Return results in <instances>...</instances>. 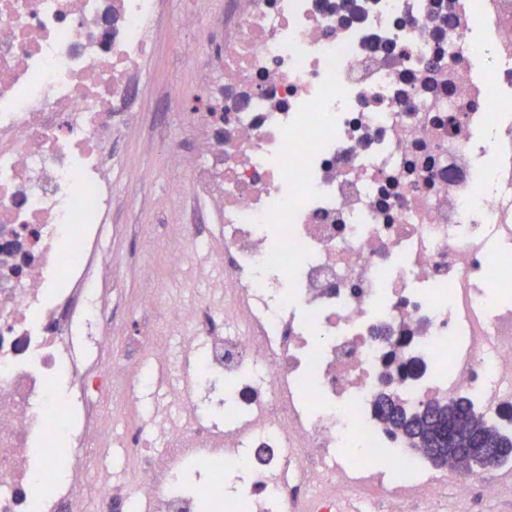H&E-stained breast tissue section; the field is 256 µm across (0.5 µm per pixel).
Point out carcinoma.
I'll return each mask as SVG.
<instances>
[{
  "mask_svg": "<svg viewBox=\"0 0 512 512\" xmlns=\"http://www.w3.org/2000/svg\"><path fill=\"white\" fill-rule=\"evenodd\" d=\"M375 411L390 428L394 436H401L413 448H418L438 466L448 464V459L429 452L431 448L448 445V413L464 414L475 434L488 448H496L499 462L512 459V435L489 425L476 415L471 401L465 396H457L448 402L428 401L418 408L405 406L398 397L380 394L375 401Z\"/></svg>",
  "mask_w": 512,
  "mask_h": 512,
  "instance_id": "1",
  "label": "carcinoma"
}]
</instances>
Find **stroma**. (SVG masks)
<instances>
[{"label": "stroma", "instance_id": "1", "mask_svg": "<svg viewBox=\"0 0 512 512\" xmlns=\"http://www.w3.org/2000/svg\"><path fill=\"white\" fill-rule=\"evenodd\" d=\"M194 8V0H164V19L157 37V50L149 63L151 76L131 103L138 121L113 145L116 162L112 168V221L124 225L119 241L113 242V256L123 270L115 289L121 302L112 309V320L125 333L140 327V317L133 305L139 275L157 277L167 293L182 290L166 270L164 258L157 252L140 249L138 234L148 224L156 233H164L168 221V184L164 139L179 136L182 115L191 111L198 99L197 75L202 60L210 58L216 36L223 27L204 19L199 28L186 27L184 16ZM196 42L199 53L185 55V42ZM178 84L181 100H173L171 84Z\"/></svg>", "mask_w": 512, "mask_h": 512}]
</instances>
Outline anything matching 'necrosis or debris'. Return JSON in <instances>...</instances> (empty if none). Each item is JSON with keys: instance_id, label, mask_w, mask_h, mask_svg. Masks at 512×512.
Listing matches in <instances>:
<instances>
[{"instance_id": "1", "label": "necrosis or debris", "mask_w": 512, "mask_h": 512, "mask_svg": "<svg viewBox=\"0 0 512 512\" xmlns=\"http://www.w3.org/2000/svg\"><path fill=\"white\" fill-rule=\"evenodd\" d=\"M161 0H0V512H470L374 412L401 348L415 405L468 396L512 434V0H236L222 115L188 112L181 222L144 235L184 283L113 346L112 140ZM220 226L206 251L200 220ZM179 337L174 413L123 431L115 378ZM204 479L182 488L181 470Z\"/></svg>"}]
</instances>
